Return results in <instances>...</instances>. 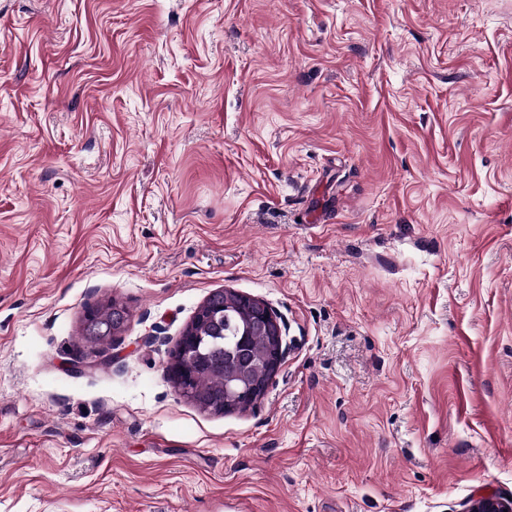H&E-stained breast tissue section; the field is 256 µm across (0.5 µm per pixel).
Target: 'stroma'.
Returning <instances> with one entry per match:
<instances>
[{
  "mask_svg": "<svg viewBox=\"0 0 512 512\" xmlns=\"http://www.w3.org/2000/svg\"><path fill=\"white\" fill-rule=\"evenodd\" d=\"M224 289L289 349L214 415L165 365ZM487 493L512 498V0H0V512Z\"/></svg>",
  "mask_w": 512,
  "mask_h": 512,
  "instance_id": "obj_1",
  "label": "stroma"
}]
</instances>
